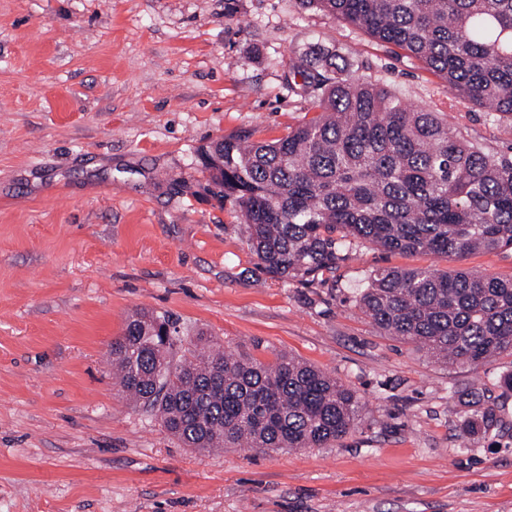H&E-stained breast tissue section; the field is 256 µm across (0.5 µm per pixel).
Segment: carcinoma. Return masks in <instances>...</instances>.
Listing matches in <instances>:
<instances>
[{"mask_svg":"<svg viewBox=\"0 0 512 512\" xmlns=\"http://www.w3.org/2000/svg\"><path fill=\"white\" fill-rule=\"evenodd\" d=\"M418 59L448 94L512 121V0H298ZM294 63L318 115L272 142L223 138L200 149L220 197L246 224L264 272L285 280L336 268L355 241L462 257L512 249V147L488 150L440 113L417 109L320 52ZM383 335L437 361L512 357V278L379 268L355 296ZM174 360L177 322L140 310L112 341L121 390L186 447L324 448L361 420L353 390L291 356L235 358L197 331ZM470 428L493 415L473 404Z\"/></svg>","mask_w":512,"mask_h":512,"instance_id":"1","label":"carcinoma"}]
</instances>
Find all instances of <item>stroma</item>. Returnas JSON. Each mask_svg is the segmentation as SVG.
I'll list each match as a JSON object with an SVG mask.
<instances>
[{
    "instance_id": "stroma-1",
    "label": "stroma",
    "mask_w": 512,
    "mask_h": 512,
    "mask_svg": "<svg viewBox=\"0 0 512 512\" xmlns=\"http://www.w3.org/2000/svg\"><path fill=\"white\" fill-rule=\"evenodd\" d=\"M318 48L471 139L512 142L414 57L297 0H0V512H512V357L439 363L354 299L378 268L512 278V250L363 243L287 283L212 193L199 148L310 119L289 63ZM141 309L237 357L308 362L363 417L325 448L184 447L112 380ZM461 390L489 430L470 431Z\"/></svg>"
}]
</instances>
